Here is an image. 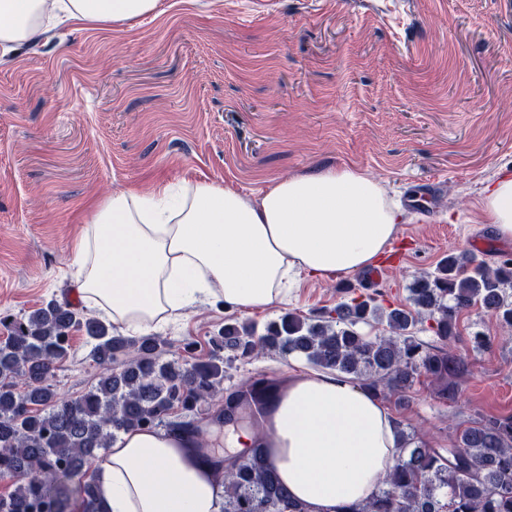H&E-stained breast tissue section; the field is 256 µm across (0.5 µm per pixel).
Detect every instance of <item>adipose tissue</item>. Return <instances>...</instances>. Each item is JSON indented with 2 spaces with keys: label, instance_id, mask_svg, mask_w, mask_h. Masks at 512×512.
<instances>
[{
  "label": "adipose tissue",
  "instance_id": "adipose-tissue-1",
  "mask_svg": "<svg viewBox=\"0 0 512 512\" xmlns=\"http://www.w3.org/2000/svg\"><path fill=\"white\" fill-rule=\"evenodd\" d=\"M158 0H0V50L50 21L122 22ZM113 195L73 247L82 304L132 332L160 329L205 298L239 311L283 302L297 276L328 279L375 264L403 220L374 181L350 169L280 181L253 198L196 183L176 202ZM482 210L512 242V176L489 187ZM268 417L267 458L308 512L364 503L394 467L397 425L384 402L338 373L289 371ZM102 512H219L224 484L179 437L121 432L94 466Z\"/></svg>",
  "mask_w": 512,
  "mask_h": 512
}]
</instances>
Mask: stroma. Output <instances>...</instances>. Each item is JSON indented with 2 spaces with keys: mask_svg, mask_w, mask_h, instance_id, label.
I'll return each mask as SVG.
<instances>
[{
  "mask_svg": "<svg viewBox=\"0 0 512 512\" xmlns=\"http://www.w3.org/2000/svg\"><path fill=\"white\" fill-rule=\"evenodd\" d=\"M343 168L399 204L443 183L423 210L404 211L382 279L301 276L287 302L252 312L204 300L160 329L165 359L187 341L207 359L226 320L308 316L347 286L406 303L412 276L451 250L512 256L481 209L486 187L512 173V0H159L151 15L35 35L0 53V314L72 297V246L112 195L209 182L256 197ZM458 330L450 349L470 375L455 402L434 399L423 376L406 404L385 402L430 448L447 447L459 423L512 414V332L478 308ZM475 330L489 349L471 350ZM91 349L73 331L60 396L102 376ZM300 361L237 360L224 384L279 378Z\"/></svg>",
  "mask_w": 512,
  "mask_h": 512,
  "instance_id": "obj_1",
  "label": "stroma"
}]
</instances>
